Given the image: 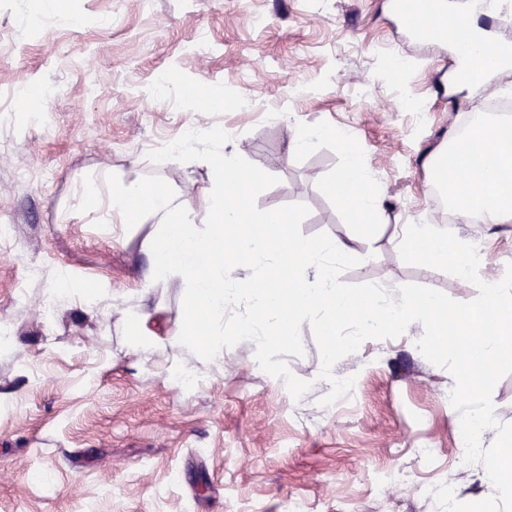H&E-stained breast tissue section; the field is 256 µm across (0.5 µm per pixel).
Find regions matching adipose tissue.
<instances>
[{"instance_id": "obj_1", "label": "adipose tissue", "mask_w": 512, "mask_h": 512, "mask_svg": "<svg viewBox=\"0 0 512 512\" xmlns=\"http://www.w3.org/2000/svg\"><path fill=\"white\" fill-rule=\"evenodd\" d=\"M434 172L450 187L456 223H512V199L498 191L504 174H512V124L482 121L468 135L456 136ZM334 187L340 207L363 216L366 235H374L386 223L383 195L356 152L348 153Z\"/></svg>"}]
</instances>
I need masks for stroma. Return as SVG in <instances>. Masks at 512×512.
Here are the masks:
<instances>
[{
	"mask_svg": "<svg viewBox=\"0 0 512 512\" xmlns=\"http://www.w3.org/2000/svg\"><path fill=\"white\" fill-rule=\"evenodd\" d=\"M390 2L60 0L54 11L0 0V225L14 227L0 243V322L13 327L0 350V512H282L290 499L305 512H439L423 488L442 482L463 503L489 497L482 464L456 466L465 450L446 400L454 379L418 350L420 323L339 360L332 374L354 377L356 398L329 406L306 322L304 356L286 358L311 384L297 399L255 370L247 341L220 366L183 347L145 355L124 339L127 314L147 313L148 336H167L183 320L185 286L143 294L153 225L97 229L77 210L84 177L102 187L111 174H155L204 221L210 167L147 154L218 125L230 148L278 179L259 209L306 205L303 235L326 233L359 257L341 282L418 284L471 301L474 285L402 261L398 227L433 209L425 157L512 88V67L459 86L453 49L416 40ZM391 48L412 72L393 73ZM37 87L48 94L35 121L16 91ZM298 126L323 137L293 150ZM338 131L386 196L388 222L370 239L332 191L346 161ZM451 230L485 237L479 276L503 277L512 223L492 235L482 223ZM64 273L71 286L44 320ZM177 364L197 388L172 383ZM421 442L431 466L414 456ZM397 470L405 480L389 481Z\"/></svg>",
	"mask_w": 512,
	"mask_h": 512,
	"instance_id": "stroma-1",
	"label": "stroma"
}]
</instances>
